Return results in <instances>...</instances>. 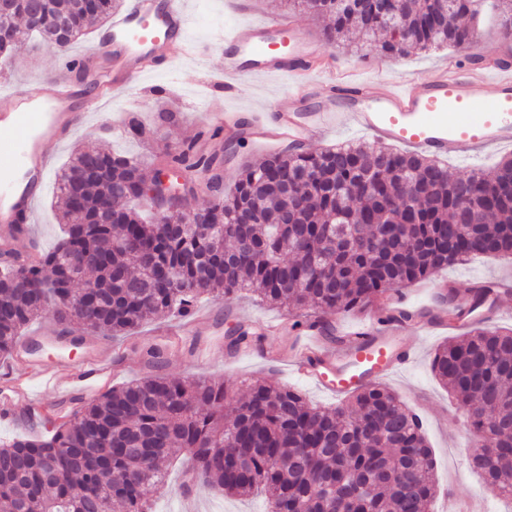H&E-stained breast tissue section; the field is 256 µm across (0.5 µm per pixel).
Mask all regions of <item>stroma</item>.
<instances>
[{
  "instance_id": "1",
  "label": "stroma",
  "mask_w": 512,
  "mask_h": 512,
  "mask_svg": "<svg viewBox=\"0 0 512 512\" xmlns=\"http://www.w3.org/2000/svg\"><path fill=\"white\" fill-rule=\"evenodd\" d=\"M190 7V36L202 45L204 59H185L179 46H171L167 64L140 77L128 91L112 96L98 112L88 115L64 143L49 146L53 171H60L77 148L88 145L109 147L158 168L165 161L168 144L180 143L195 136L204 152L217 153L221 158L223 186H233L240 165L252 158L253 148L247 142L228 145L223 138L216 136L214 113L251 111L276 96L290 85L291 80L285 76L263 77L240 84L232 91H225L223 84L216 80L224 65V48L216 37L234 25L275 15L276 9L272 0H247V7L243 10L236 9L233 0H191ZM294 18L301 30L318 41L321 50L335 58L337 72L349 73L364 80L429 74L447 68L464 57L463 52L448 48L392 58L369 50L363 41L349 48L332 45L325 37L322 22L301 11L295 12ZM92 41V36H84L65 54L37 46L29 40L18 44L11 58H0V90H22L53 77L67 58L80 57ZM162 108L171 110L170 120L164 122L159 119L158 111ZM133 116L147 130V137L124 135V127ZM56 202V183L51 180L35 203L30 236L15 244L18 251L36 246L45 252L55 247L61 236ZM490 280L512 282V261L474 255L461 264L435 273L429 281L404 289L403 294L409 307L418 308L427 304L431 285L447 281L458 291L464 292L476 283ZM197 306L215 309L220 319L218 330L223 337L238 325L245 324L261 333L262 340L254 350L236 352L229 351L227 342L223 340L215 345L211 360L206 365L195 361L188 344L163 346L166 358L161 368L163 375L182 379L195 375L225 381L237 400L242 398L247 384L264 380L293 386L301 390L314 405H339V398L324 394L295 374L260 359V352L280 346L283 342L282 337L263 330L265 322L283 316V309L259 302L249 293L224 300L202 299ZM175 323V317L166 316L142 328L140 334L124 339L119 354L122 371L115 379L116 384L121 385L145 375V362L150 350L149 344L144 341L145 336ZM467 332V327L459 326L427 333L417 325H410L408 336L418 347L416 361L409 368L396 371L386 378L385 384L421 417L435 456L439 487L474 498L475 512H503L502 504L485 493L481 476L468 464L466 453L470 433L462 410L431 371L435 350ZM183 466V461L174 462L165 483L155 488L153 497L157 512H265L266 503L262 497L227 498L218 490L203 484L196 485L190 496L177 494L174 486L181 479Z\"/></svg>"
}]
</instances>
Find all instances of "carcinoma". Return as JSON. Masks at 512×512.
I'll return each mask as SVG.
<instances>
[{"instance_id":"carcinoma-1","label":"carcinoma","mask_w":512,"mask_h":512,"mask_svg":"<svg viewBox=\"0 0 512 512\" xmlns=\"http://www.w3.org/2000/svg\"><path fill=\"white\" fill-rule=\"evenodd\" d=\"M327 15L329 42L387 31L381 0H291ZM476 0H390L408 32L375 49L471 46L462 23ZM122 0H12L0 25L14 39L0 56L36 36L64 50L117 12ZM182 195L210 174L215 194L196 211L151 220L133 202L155 176L107 148L76 150L59 180L63 237L32 264L0 259V357L44 312L112 336L131 334L167 314L189 315L203 297L251 291L286 310L365 309L390 290L427 279L474 254L512 259V158L489 170L453 173L411 151L365 143L313 153L286 148L245 163L231 192L218 188L220 161L193 141L168 155ZM306 172L309 180L285 188ZM110 195L111 220L99 203ZM494 285L466 292L470 307ZM239 326L229 348H247ZM431 369L468 413L483 453L470 465L487 489L512 502V329H474L434 353ZM222 380L147 374L86 400L49 436L20 433L0 442V512H151L155 487L177 454L190 483L226 496L261 493L269 512H431L436 461L420 418L390 388L375 383L341 407L321 408L290 386L251 384L235 414H225Z\"/></svg>"}]
</instances>
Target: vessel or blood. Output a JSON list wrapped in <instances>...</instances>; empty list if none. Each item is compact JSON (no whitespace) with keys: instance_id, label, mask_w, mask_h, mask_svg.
<instances>
[{"instance_id":"1","label":"vessel or blood","mask_w":512,"mask_h":512,"mask_svg":"<svg viewBox=\"0 0 512 512\" xmlns=\"http://www.w3.org/2000/svg\"><path fill=\"white\" fill-rule=\"evenodd\" d=\"M188 27L187 0H127L124 11L112 17L81 57L87 75L97 83L96 97L87 100L82 111L74 109L79 80L71 69L23 91L0 92V172L19 174L16 181L0 184L1 241H17L28 230L33 202L51 170L43 141H64L74 123L97 110L101 98L129 87L137 74L157 68L171 44H178L187 56L200 57V46L189 38ZM223 42L225 85L275 74L295 82L258 111L244 116L228 113L225 139H246L256 149L272 151L286 142L305 146L328 131L350 126L374 140L448 159L512 145V42L498 41L490 53L473 46L468 63L451 74L437 71L373 81L332 78L323 84V100L317 104L310 102L306 86L313 75L333 70L334 61L300 36L291 18L237 25L225 30ZM482 82L491 90L479 99L474 91ZM388 310L392 317L386 322L370 318L332 343L317 326H310L288 350L268 351L264 358L292 365L303 379L336 396L348 395L407 367L414 358L406 324L398 318L402 304L390 300ZM216 325L213 311L197 310L165 331L164 337L182 342L213 331ZM71 344L63 328L16 343L13 358L24 362L25 370L19 375L0 370V390L11 395L0 416L10 417L14 407L32 404L38 414L61 421L71 413L67 402L72 396L111 384L118 368L112 344L86 343L82 358L76 360L62 357L47 364L33 357L34 346Z\"/></svg>"}]
</instances>
